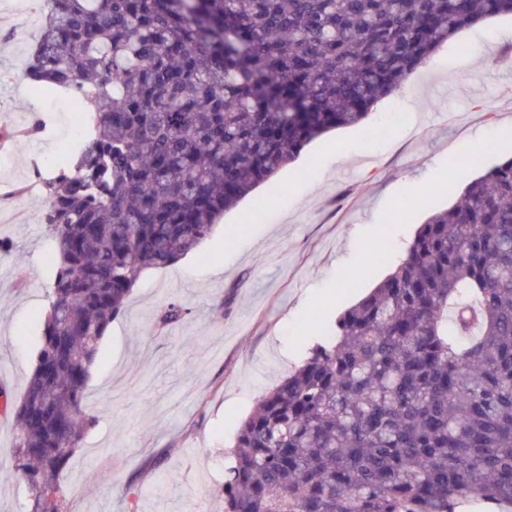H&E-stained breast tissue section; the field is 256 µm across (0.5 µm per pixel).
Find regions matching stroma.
<instances>
[{"label":"stroma","instance_id":"1","mask_svg":"<svg viewBox=\"0 0 512 512\" xmlns=\"http://www.w3.org/2000/svg\"><path fill=\"white\" fill-rule=\"evenodd\" d=\"M46 0H0V401L32 372L52 285L44 199L25 193L74 138L81 113L33 97L24 76ZM394 112L411 116L390 122ZM50 121L51 133L26 136ZM388 127L376 138L371 126ZM473 143L480 164L463 163ZM512 157V18L460 31L382 99L328 133L225 213L199 247L147 271L109 326L85 392L99 411L63 473L66 512H222L224 471L259 397L386 278L418 227L483 169ZM357 269L354 283L344 273ZM186 315L160 327L168 303ZM0 414V512H27Z\"/></svg>","mask_w":512,"mask_h":512}]
</instances>
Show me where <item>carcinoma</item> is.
<instances>
[{"instance_id": "1", "label": "carcinoma", "mask_w": 512, "mask_h": 512, "mask_svg": "<svg viewBox=\"0 0 512 512\" xmlns=\"http://www.w3.org/2000/svg\"><path fill=\"white\" fill-rule=\"evenodd\" d=\"M27 69L86 114L41 180L56 259L14 466L29 512L98 413L108 326L151 268L315 139L362 124L440 46L512 0H47ZM224 512L512 507V158L433 214L405 258L240 423Z\"/></svg>"}]
</instances>
